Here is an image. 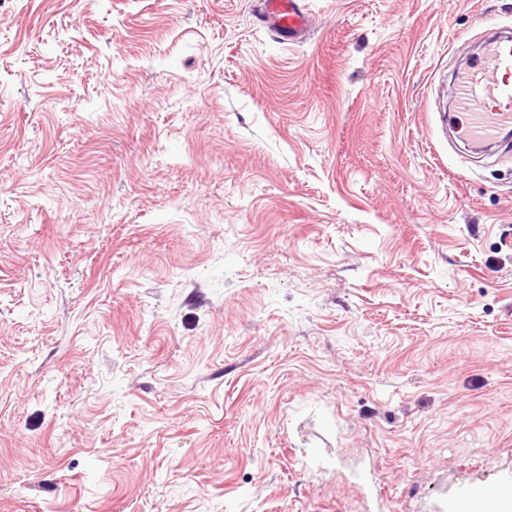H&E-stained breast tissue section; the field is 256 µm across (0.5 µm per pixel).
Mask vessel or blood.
Here are the masks:
<instances>
[{
  "label": "vessel or blood",
  "instance_id": "b4317fda",
  "mask_svg": "<svg viewBox=\"0 0 512 512\" xmlns=\"http://www.w3.org/2000/svg\"><path fill=\"white\" fill-rule=\"evenodd\" d=\"M257 18L277 38L301 43L310 27L302 0H255ZM458 126L465 140L494 146L512 127V37L492 34L487 47L456 76Z\"/></svg>",
  "mask_w": 512,
  "mask_h": 512
}]
</instances>
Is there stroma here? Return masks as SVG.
<instances>
[{"mask_svg": "<svg viewBox=\"0 0 512 512\" xmlns=\"http://www.w3.org/2000/svg\"><path fill=\"white\" fill-rule=\"evenodd\" d=\"M0 0V512L512 495V0ZM303 0H255L256 17L277 38L288 44L301 43L311 27L310 13ZM486 46L456 76V112L465 140L494 146L512 126V37L493 33Z\"/></svg>", "mask_w": 512, "mask_h": 512, "instance_id": "stroma-1", "label": "stroma"}]
</instances>
